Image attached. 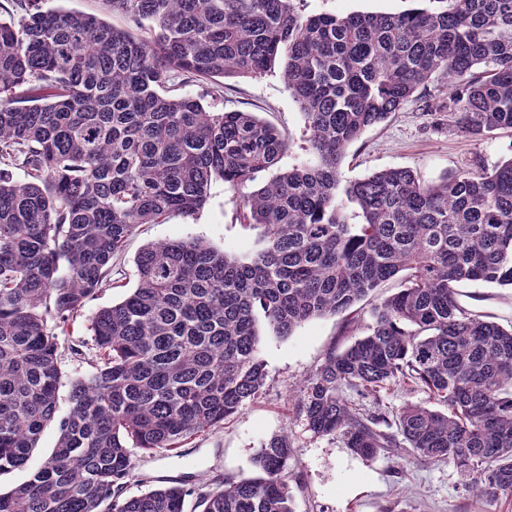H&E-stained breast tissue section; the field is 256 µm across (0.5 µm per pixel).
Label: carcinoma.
Masks as SVG:
<instances>
[{"instance_id": "carcinoma-1", "label": "carcinoma", "mask_w": 512, "mask_h": 512, "mask_svg": "<svg viewBox=\"0 0 512 512\" xmlns=\"http://www.w3.org/2000/svg\"><path fill=\"white\" fill-rule=\"evenodd\" d=\"M11 2L23 19L0 20V476L26 466L47 424L58 439L0 492V512H187L188 497L192 512H294L286 432L262 448L258 478L131 496L133 452L176 454L258 395L259 317L289 336L395 279L368 333L306 380L297 417L359 456L445 460L483 495L512 497V325L458 299L464 282L512 288V157L433 183L395 168L341 180L348 146L434 77L461 132L512 131V0L347 15H308L300 0H103L150 23L137 38ZM278 59L307 157L252 190L291 140L252 112H211L165 88L174 75L260 76ZM25 85L34 94L18 95ZM217 179L259 229L256 249L144 247L136 288L92 317L94 371L72 381L57 417L59 333L140 225L196 214ZM397 381L433 404L384 409Z\"/></svg>"}]
</instances>
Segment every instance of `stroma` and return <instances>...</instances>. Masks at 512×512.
Masks as SVG:
<instances>
[{
  "label": "stroma",
  "instance_id": "obj_1",
  "mask_svg": "<svg viewBox=\"0 0 512 512\" xmlns=\"http://www.w3.org/2000/svg\"><path fill=\"white\" fill-rule=\"evenodd\" d=\"M413 6V0H302L308 14L399 13ZM281 70L277 64L257 77L220 82L177 78L169 87L172 93L200 98L211 109L252 112L275 126L294 142L292 152L279 163L285 169L303 157L307 128ZM447 101L446 89L439 82H430L417 100L387 122L368 129L345 153L343 181L382 169L407 168L424 181L434 182L461 170L489 172L512 157V132L498 131L482 139L470 137L454 127L450 112L444 108ZM236 200L233 190L222 181H214L210 198L197 215L141 225L129 238L113 259L112 284L104 285L59 337V415L69 411L72 381L92 369L90 356L73 355L69 348L90 341L88 326L93 315L122 301L135 288V258L143 246L188 238L239 257L253 251L258 231L237 221ZM397 286V281H390L371 300L358 302L350 314L308 321L285 337L260 324V356L267 377L258 395L206 437L185 445L181 455L134 452L129 494L186 477L195 483L220 477H257L255 460L261 449L272 436L286 431L294 442L288 484L295 512H512V499L487 498L448 463L420 462L402 450L383 451L365 459L346 448L340 437L315 435L298 419L295 404L307 377L330 350H344L366 334L372 302L394 293ZM461 291V301L469 309L492 315L502 325L512 324V289L467 283Z\"/></svg>",
  "mask_w": 512,
  "mask_h": 512
}]
</instances>
